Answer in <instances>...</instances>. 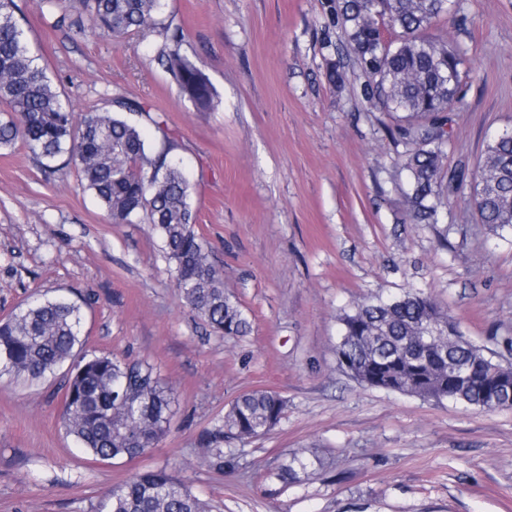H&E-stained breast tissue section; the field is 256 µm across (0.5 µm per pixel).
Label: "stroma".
I'll list each match as a JSON object with an SVG mask.
<instances>
[{
  "label": "stroma",
  "instance_id": "1",
  "mask_svg": "<svg viewBox=\"0 0 512 512\" xmlns=\"http://www.w3.org/2000/svg\"><path fill=\"white\" fill-rule=\"evenodd\" d=\"M29 48L76 117L121 92L144 103L147 140L191 184L194 226L253 325L212 333L179 297L158 234L113 224L76 171L46 178L24 146L0 151V319L42 296L81 306L85 355L154 364L172 389L170 432L145 456L99 463L61 424L66 369L0 378V512H99L130 474L162 469L213 512H512V409L487 411L368 388L337 364V317L367 297L415 289L469 341L512 358V236L480 224L473 181L433 224L409 218L403 143L349 65L329 83L326 0H163L182 52L212 83L198 111L158 64L159 41L56 28L42 0H15ZM432 34L465 52L447 167L477 172L512 130V0H461ZM258 388L288 407L267 434L234 439L217 473L203 430ZM322 461L278 496L267 473L294 451Z\"/></svg>",
  "mask_w": 512,
  "mask_h": 512
}]
</instances>
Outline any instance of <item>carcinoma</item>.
Listing matches in <instances>:
<instances>
[{
  "label": "carcinoma",
  "instance_id": "carcinoma-1",
  "mask_svg": "<svg viewBox=\"0 0 512 512\" xmlns=\"http://www.w3.org/2000/svg\"><path fill=\"white\" fill-rule=\"evenodd\" d=\"M57 11L56 25L70 13L87 28L116 40L148 31L161 40L158 59L171 80L196 107L210 111L216 94L202 70L181 52L183 30L159 18L161 0H43ZM459 0H336L328 27H340L336 51L371 75L363 98L391 114L389 134L410 148L402 159L408 172L411 219L434 224L443 183L461 185L464 167H444L450 131L448 113L457 103L464 55L428 34L435 20ZM15 0H0V150L21 143L49 176L73 167L115 224H150L174 267L176 288L214 333L246 336L252 323L224 288L223 274L195 233L191 187L168 150L154 149L130 114L150 115L136 100L117 93L107 105L76 120L46 70L30 55L15 16ZM393 39L385 44L381 29ZM480 223L502 237L512 233V132L486 144L474 186ZM80 307L65 296L47 297L0 320V376L38 381L70 364L64 384L62 421L67 436L96 461L135 459L168 433L174 397L159 370L146 360L110 354H80ZM337 361L347 360L358 383L423 400L483 410L511 409L512 364L474 345L456 321L431 298L409 290L376 296L339 316ZM448 337L439 347L427 334ZM283 397L256 389L240 395L221 422L203 432L200 449L208 466L239 467L224 439L265 435L282 419ZM319 458L292 452L268 472L270 492L279 494L309 474ZM106 512H209L187 484L163 470L137 472L112 489Z\"/></svg>",
  "mask_w": 512,
  "mask_h": 512
}]
</instances>
